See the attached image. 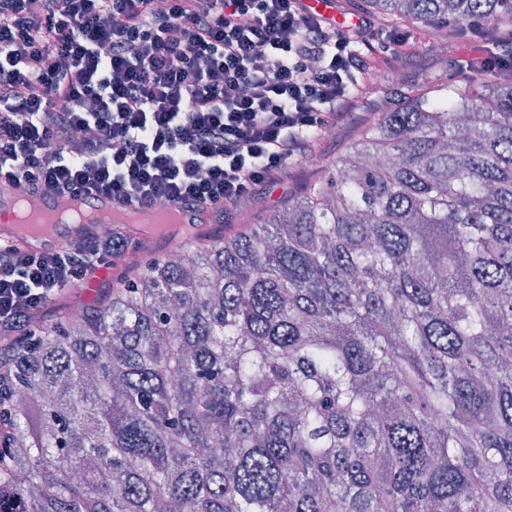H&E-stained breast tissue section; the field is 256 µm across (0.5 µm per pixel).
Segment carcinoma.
Instances as JSON below:
<instances>
[{
	"label": "carcinoma",
	"instance_id": "obj_1",
	"mask_svg": "<svg viewBox=\"0 0 512 512\" xmlns=\"http://www.w3.org/2000/svg\"><path fill=\"white\" fill-rule=\"evenodd\" d=\"M322 167L0 344V512H512V78L429 82Z\"/></svg>",
	"mask_w": 512,
	"mask_h": 512
}]
</instances>
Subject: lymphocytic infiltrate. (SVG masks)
Instances as JSON below:
<instances>
[{"label": "lymphocytic infiltrate", "instance_id": "1", "mask_svg": "<svg viewBox=\"0 0 512 512\" xmlns=\"http://www.w3.org/2000/svg\"><path fill=\"white\" fill-rule=\"evenodd\" d=\"M377 26L305 0H0V183L235 209L316 153L380 69ZM468 42V65L512 74V22ZM128 248L97 232L52 253L0 243V335Z\"/></svg>", "mask_w": 512, "mask_h": 512}]
</instances>
